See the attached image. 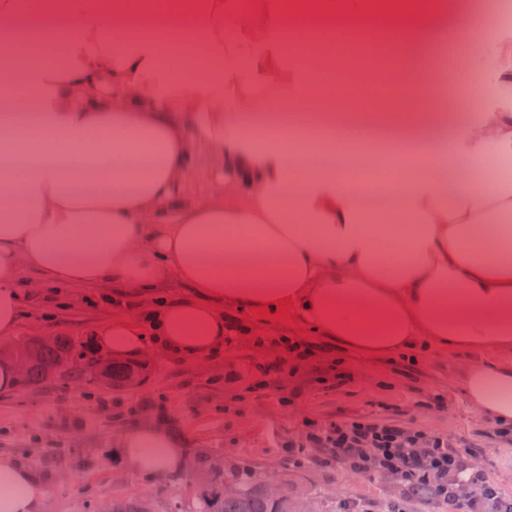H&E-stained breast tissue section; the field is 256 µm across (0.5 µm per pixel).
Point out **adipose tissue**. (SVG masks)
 Here are the masks:
<instances>
[{"mask_svg": "<svg viewBox=\"0 0 512 512\" xmlns=\"http://www.w3.org/2000/svg\"><path fill=\"white\" fill-rule=\"evenodd\" d=\"M468 0H419L403 24L411 110L457 99L428 51L448 19L482 84L451 134L410 129L423 150L389 182L349 183L329 163L331 133L274 146L257 112L316 85L315 60L288 55L282 0H192L178 56L162 61L163 25L147 0H0V32L64 17L62 62L14 66L0 55V341L13 336L19 271L57 284L149 288L175 274L195 295L161 304L149 324L118 317L94 342L120 359L160 349L200 359L223 347L225 308L275 309L289 299L321 336L372 355L418 344L497 352L473 362L470 404L512 423V33L486 11L469 29ZM138 24H131V17ZM203 53L199 77L187 60ZM224 181L186 201L196 150ZM126 466L163 479L185 468L179 441L152 423L123 437ZM43 486L0 456V512H42Z\"/></svg>", "mask_w": 512, "mask_h": 512, "instance_id": "obj_1", "label": "adipose tissue"}]
</instances>
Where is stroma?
Masks as SVG:
<instances>
[{
    "mask_svg": "<svg viewBox=\"0 0 512 512\" xmlns=\"http://www.w3.org/2000/svg\"><path fill=\"white\" fill-rule=\"evenodd\" d=\"M20 278L40 285L22 301L15 332L20 341L68 336L88 346L92 332L111 322L116 306L142 315L156 300L193 295L172 275L140 292L109 283L44 286L31 267ZM224 314L243 326L233 340L199 360L151 349L141 387L115 391L89 377H64L0 393V455L13 457L43 483V512H105L118 498L147 501L152 512H169L174 505L196 512L198 477L157 479L127 470L117 457L128 429L156 420L183 440L186 457L205 451L262 476L287 479L303 488L313 512H344L348 504L356 512H457L448 502L403 495L391 476L289 462L286 448L302 440L306 422L358 418L448 437L481 466L499 498L512 500V443L495 439L464 393L471 352L420 349L415 367L406 369L400 355L358 354L323 339L293 312L266 323L247 310L228 307ZM280 336L321 345L322 352L257 385L260 366L282 355ZM335 359L345 381L330 369ZM434 393L444 396L443 411L425 408Z\"/></svg>",
    "mask_w": 512,
    "mask_h": 512,
    "instance_id": "1",
    "label": "stroma"
}]
</instances>
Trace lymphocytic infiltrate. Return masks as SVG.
<instances>
[{
    "instance_id": "lymphocytic-infiltrate-1",
    "label": "lymphocytic infiltrate",
    "mask_w": 512,
    "mask_h": 512,
    "mask_svg": "<svg viewBox=\"0 0 512 512\" xmlns=\"http://www.w3.org/2000/svg\"><path fill=\"white\" fill-rule=\"evenodd\" d=\"M311 448L317 451L316 462H334L365 476L392 475L408 496L433 492L461 500L467 510L474 502L461 498L462 486L479 487L483 500L492 498V488L481 469L438 434L428 435L401 424L341 420L326 427H310L304 443L290 444L288 457L300 459Z\"/></svg>"
}]
</instances>
